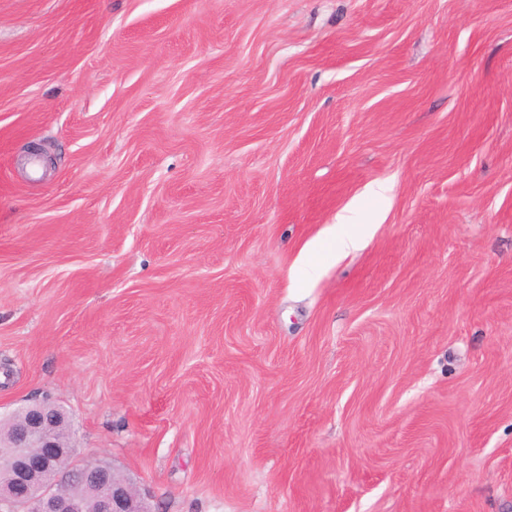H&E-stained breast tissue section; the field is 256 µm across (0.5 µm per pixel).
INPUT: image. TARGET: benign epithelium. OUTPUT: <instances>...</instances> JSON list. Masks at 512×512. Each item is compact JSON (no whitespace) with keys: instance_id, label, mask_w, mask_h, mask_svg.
<instances>
[{"instance_id":"1","label":"benign epithelium","mask_w":512,"mask_h":512,"mask_svg":"<svg viewBox=\"0 0 512 512\" xmlns=\"http://www.w3.org/2000/svg\"><path fill=\"white\" fill-rule=\"evenodd\" d=\"M19 414L10 440L0 443V465L13 481L0 503L11 512H151L133 483L110 466L81 461L60 470L75 453L58 435L67 420L63 411L27 406ZM49 470L59 471L51 485L42 482Z\"/></svg>"}]
</instances>
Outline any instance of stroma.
I'll return each instance as SVG.
<instances>
[{"label":"stroma","instance_id":"obj_1","mask_svg":"<svg viewBox=\"0 0 512 512\" xmlns=\"http://www.w3.org/2000/svg\"><path fill=\"white\" fill-rule=\"evenodd\" d=\"M39 403L153 512H512V0H0ZM373 228L370 224H350L348 216H340L336 224L333 225L330 237L333 248L329 255L334 256L339 253H348L359 249L365 235Z\"/></svg>","mask_w":512,"mask_h":512}]
</instances>
